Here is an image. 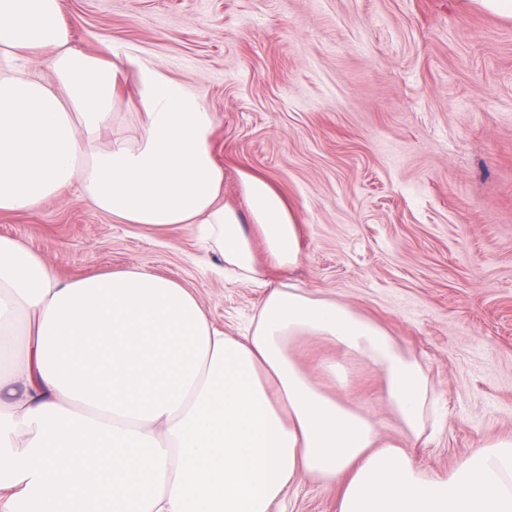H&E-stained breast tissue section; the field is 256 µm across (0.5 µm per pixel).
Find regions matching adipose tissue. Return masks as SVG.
Returning a JSON list of instances; mask_svg holds the SVG:
<instances>
[{
    "label": "adipose tissue",
    "mask_w": 512,
    "mask_h": 512,
    "mask_svg": "<svg viewBox=\"0 0 512 512\" xmlns=\"http://www.w3.org/2000/svg\"><path fill=\"white\" fill-rule=\"evenodd\" d=\"M70 40L62 0H0V215L72 187L121 224L192 225L222 275L265 292L235 336L175 280L141 266L66 280L0 236V512H275L303 479L334 487L336 512H512V438L426 474L411 453L426 440L422 363L344 303L266 287L268 268L300 260L296 207L246 170L242 207L225 202L204 97ZM123 96L127 133L113 125ZM308 339L339 354L316 380L296 353ZM352 362L380 369L400 437L327 391Z\"/></svg>",
    "instance_id": "ef3b65f1"
}]
</instances>
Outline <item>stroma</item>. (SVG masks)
Here are the masks:
<instances>
[{
  "instance_id": "obj_1",
  "label": "stroma",
  "mask_w": 512,
  "mask_h": 512,
  "mask_svg": "<svg viewBox=\"0 0 512 512\" xmlns=\"http://www.w3.org/2000/svg\"><path fill=\"white\" fill-rule=\"evenodd\" d=\"M62 2L74 49L131 51L205 98L225 202L242 169L296 202L303 257L270 283L380 321L425 366L424 472L512 435V19L475 0ZM0 236L67 279L133 265L176 279L233 335L263 295L215 275L193 228L119 224L73 189L1 214ZM336 394L398 436L377 367ZM283 508L336 512V493L306 479Z\"/></svg>"
}]
</instances>
